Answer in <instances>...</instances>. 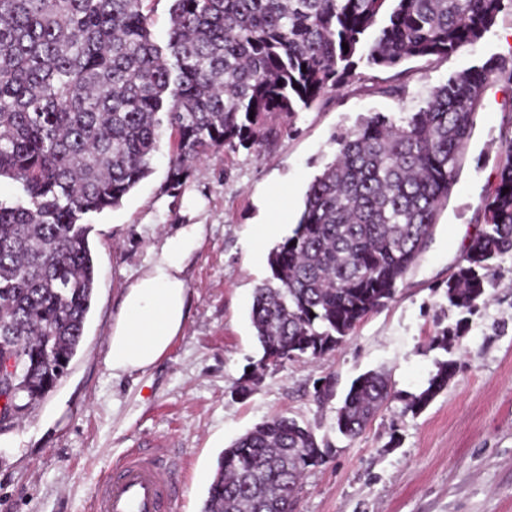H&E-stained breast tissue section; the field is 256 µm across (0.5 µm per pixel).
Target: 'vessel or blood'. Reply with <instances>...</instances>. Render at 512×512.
Here are the masks:
<instances>
[{
    "instance_id": "obj_1",
    "label": "vessel or blood",
    "mask_w": 512,
    "mask_h": 512,
    "mask_svg": "<svg viewBox=\"0 0 512 512\" xmlns=\"http://www.w3.org/2000/svg\"><path fill=\"white\" fill-rule=\"evenodd\" d=\"M180 466L163 441L128 450L97 483L89 512H174L184 494L175 480Z\"/></svg>"
}]
</instances>
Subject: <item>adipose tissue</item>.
I'll return each mask as SVG.
<instances>
[{"label":"adipose tissue","mask_w":512,"mask_h":512,"mask_svg":"<svg viewBox=\"0 0 512 512\" xmlns=\"http://www.w3.org/2000/svg\"><path fill=\"white\" fill-rule=\"evenodd\" d=\"M202 231L191 224L168 237L123 288L108 338L107 366L114 378L146 372L181 335L191 303L184 261Z\"/></svg>","instance_id":"adipose-tissue-1"}]
</instances>
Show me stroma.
Instances as JSON below:
<instances>
[{"instance_id": "1", "label": "stroma", "mask_w": 512, "mask_h": 512, "mask_svg": "<svg viewBox=\"0 0 512 512\" xmlns=\"http://www.w3.org/2000/svg\"><path fill=\"white\" fill-rule=\"evenodd\" d=\"M512 68V8L476 42L446 57L413 59L401 70L358 60L361 81L329 92L291 120L277 142L193 164L180 198L164 193L169 136L153 172L120 207L90 215L96 279L84 336L67 373L43 399L19 396V420L0 423V512H87L108 466L145 440H173L186 460L176 512H201L224 448L257 424L287 416L330 448L302 479L296 512H512V254L466 324L449 310V277L485 227L484 202L512 161V79L495 76L475 114L456 182L417 262L392 300L369 313L338 349L318 359L263 369L250 322L255 288L271 276L254 226L283 212L292 236L310 182L336 151L338 136L375 112L418 111L432 88L467 69ZM401 96L385 94L389 85ZM202 225L185 262L189 317L166 356L146 374L114 379L108 336L121 292L165 238ZM448 332L447 347L433 344ZM452 360L447 388L421 413L405 409ZM384 371L395 397L355 439L336 411L352 383ZM250 395L237 393L246 375ZM331 378L334 395L314 385Z\"/></svg>"}]
</instances>
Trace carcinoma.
<instances>
[{"instance_id": "1", "label": "carcinoma", "mask_w": 512, "mask_h": 512, "mask_svg": "<svg viewBox=\"0 0 512 512\" xmlns=\"http://www.w3.org/2000/svg\"><path fill=\"white\" fill-rule=\"evenodd\" d=\"M154 0H0V353L31 401L68 370L95 286L85 218L122 204L152 172L164 132L166 192L192 163L276 139L293 117L356 79L354 56L395 69L481 38L504 0H168L155 41ZM348 48H343L342 44ZM492 68L433 88L418 111L375 113L335 139L292 236L269 253L251 323L261 368L318 358L384 306L448 199ZM509 188L504 193L502 189ZM486 225L448 279V306L471 313L512 253V163L485 203ZM442 361L406 409L448 386ZM395 398L380 371L357 379L337 410L353 439ZM313 431L278 417L221 453L202 512H294L305 471L325 463ZM168 2L166 0L156 1L153 4L151 28L155 40L159 43H165L167 31L169 28Z\"/></svg>"}]
</instances>
